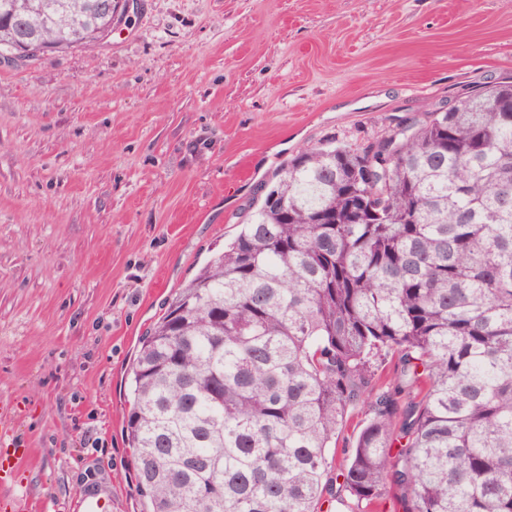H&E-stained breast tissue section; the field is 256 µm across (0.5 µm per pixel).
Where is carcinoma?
<instances>
[{"label":"carcinoma","instance_id":"carcinoma-1","mask_svg":"<svg viewBox=\"0 0 512 512\" xmlns=\"http://www.w3.org/2000/svg\"><path fill=\"white\" fill-rule=\"evenodd\" d=\"M0 0V53L94 45L101 0ZM512 81L283 162L140 341L143 512H512ZM397 356L396 376L376 361ZM369 416L330 456L347 411ZM335 472V485L328 473Z\"/></svg>","mask_w":512,"mask_h":512}]
</instances>
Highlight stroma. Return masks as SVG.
Wrapping results in <instances>:
<instances>
[{
  "mask_svg": "<svg viewBox=\"0 0 512 512\" xmlns=\"http://www.w3.org/2000/svg\"><path fill=\"white\" fill-rule=\"evenodd\" d=\"M512 77V0H130L95 46L0 55V427L23 512H141V336L304 147Z\"/></svg>",
  "mask_w": 512,
  "mask_h": 512,
  "instance_id": "obj_1",
  "label": "stroma"
}]
</instances>
